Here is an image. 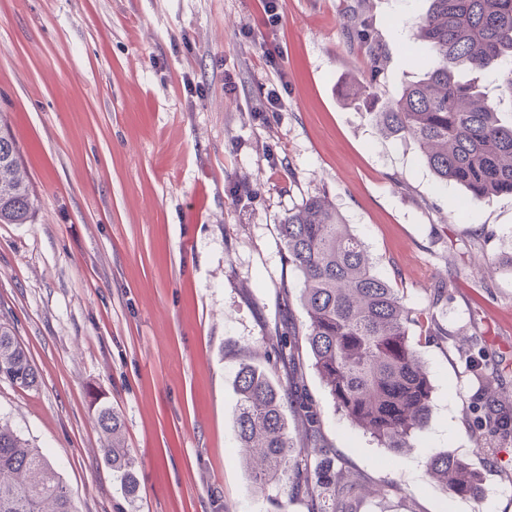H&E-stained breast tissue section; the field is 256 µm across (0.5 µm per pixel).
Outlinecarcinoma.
<instances>
[{
  "instance_id": "cac0c4a2",
  "label": "carcinoma",
  "mask_w": 512,
  "mask_h": 512,
  "mask_svg": "<svg viewBox=\"0 0 512 512\" xmlns=\"http://www.w3.org/2000/svg\"><path fill=\"white\" fill-rule=\"evenodd\" d=\"M427 55L424 77L407 84L400 98L375 113L383 135L417 142L428 167L444 184L464 187L476 200L512 196V125L500 122L495 106L465 71H495L512 94V0H431L415 28ZM35 197L17 144L0 130V224H28ZM288 263L300 274V302L307 317L304 343L337 408L354 425L399 453L412 447L431 414L427 368L414 346L435 335L431 308L408 306L399 289L378 276L361 239L323 195L303 200L280 224ZM419 336L409 335L411 328ZM278 358L292 365L299 337H279ZM484 393L494 375L472 360ZM0 379L21 389L38 383L10 323L0 318ZM303 382L295 371L288 384L244 364L237 372L238 447L259 457L255 484L283 482L287 495L314 497L316 512H342V501L362 495L352 476L338 477L336 457L321 438L314 405L296 395ZM106 437L105 462L133 498L139 484L136 459L125 448L124 422L103 397L92 401ZM297 413L299 439L288 432L286 412ZM484 428L491 436L512 437V409H487ZM427 474L454 496L475 494L482 473L450 453H437ZM0 512H78L67 486L41 448L0 423Z\"/></svg>"
}]
</instances>
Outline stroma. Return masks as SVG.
<instances>
[{
    "label": "stroma",
    "mask_w": 512,
    "mask_h": 512,
    "mask_svg": "<svg viewBox=\"0 0 512 512\" xmlns=\"http://www.w3.org/2000/svg\"><path fill=\"white\" fill-rule=\"evenodd\" d=\"M428 7L279 0L271 31L262 0H0V115L36 197L31 223L0 224V314L39 373L30 390L0 381V420L45 449L79 512H309L253 483L234 422L239 363L290 376L277 340L305 314L279 224L315 194L446 330L419 348L432 411L403 453L351 424L299 352L337 469L389 487L359 512H512V441L478 452L466 364L480 355L512 401V198L441 185L375 122L425 73ZM357 9L386 56L373 99L345 94L370 75L346 31ZM274 89L281 111H261ZM95 392L124 421L135 498L103 458ZM442 452L482 470L474 497L428 476Z\"/></svg>",
    "instance_id": "obj_1"
}]
</instances>
